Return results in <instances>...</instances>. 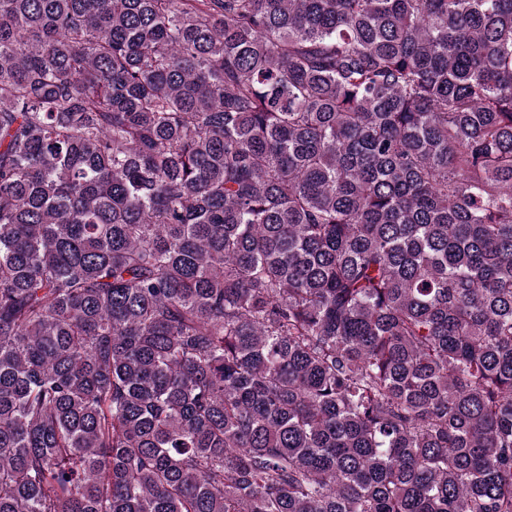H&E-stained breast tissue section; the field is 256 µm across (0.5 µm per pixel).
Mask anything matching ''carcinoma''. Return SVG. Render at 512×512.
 Wrapping results in <instances>:
<instances>
[{
    "instance_id": "1",
    "label": "carcinoma",
    "mask_w": 512,
    "mask_h": 512,
    "mask_svg": "<svg viewBox=\"0 0 512 512\" xmlns=\"http://www.w3.org/2000/svg\"><path fill=\"white\" fill-rule=\"evenodd\" d=\"M0 512H512V0H0Z\"/></svg>"
}]
</instances>
